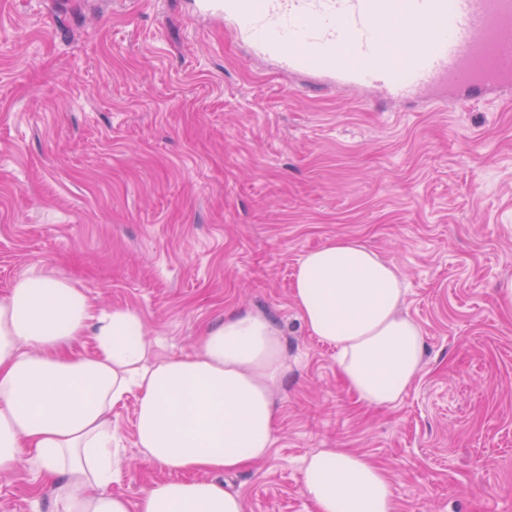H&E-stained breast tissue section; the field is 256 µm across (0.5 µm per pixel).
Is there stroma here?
<instances>
[{"label":"stroma","mask_w":512,"mask_h":512,"mask_svg":"<svg viewBox=\"0 0 512 512\" xmlns=\"http://www.w3.org/2000/svg\"><path fill=\"white\" fill-rule=\"evenodd\" d=\"M301 83L195 0H0V299L49 274L136 309L172 355L226 312L275 315L274 443L228 478L245 512H313L300 467L319 448L385 468L396 512H512V101L284 94ZM337 236L397 268L423 330L390 408L353 400L295 307L299 258ZM135 415L112 410L110 486L134 503L167 476ZM51 510L36 473L0 474V512Z\"/></svg>","instance_id":"1"}]
</instances>
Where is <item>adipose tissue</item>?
Wrapping results in <instances>:
<instances>
[{
	"label": "adipose tissue",
	"instance_id": "1",
	"mask_svg": "<svg viewBox=\"0 0 512 512\" xmlns=\"http://www.w3.org/2000/svg\"><path fill=\"white\" fill-rule=\"evenodd\" d=\"M298 315L336 349V369L359 402L402 401L423 356L421 327L402 312L396 268L341 236L296 267ZM91 337L94 351L71 345ZM141 315L94 309L69 283L24 278L0 300V473L27 466L52 491L53 512H244L221 477L263 461L274 441L275 394L288 370L278 322L233 310L193 354L158 358ZM136 397V445L169 471L138 504L111 493L117 454L112 409ZM314 512H395L388 473L366 455L321 448L303 460Z\"/></svg>",
	"mask_w": 512,
	"mask_h": 512
}]
</instances>
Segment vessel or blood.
<instances>
[{
	"mask_svg": "<svg viewBox=\"0 0 512 512\" xmlns=\"http://www.w3.org/2000/svg\"><path fill=\"white\" fill-rule=\"evenodd\" d=\"M309 91L432 93L436 106L512 98V0H199ZM397 41L387 47L382 31Z\"/></svg>",
	"mask_w": 512,
	"mask_h": 512,
	"instance_id": "vessel-or-blood-1",
	"label": "vessel or blood"
}]
</instances>
